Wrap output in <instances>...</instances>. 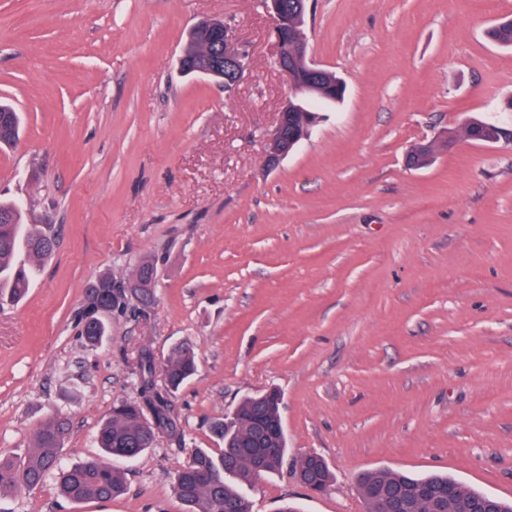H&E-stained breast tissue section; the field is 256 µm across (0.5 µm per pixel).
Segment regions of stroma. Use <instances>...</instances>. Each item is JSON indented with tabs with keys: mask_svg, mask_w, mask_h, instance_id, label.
Listing matches in <instances>:
<instances>
[{
	"mask_svg": "<svg viewBox=\"0 0 512 512\" xmlns=\"http://www.w3.org/2000/svg\"><path fill=\"white\" fill-rule=\"evenodd\" d=\"M510 15L512 0H309L310 54L347 90L270 170L288 84L260 0H0V99L22 117L0 198L57 240L28 297L0 305V454L56 413L64 464L98 457L141 348L187 344L198 363L174 398L182 440L127 463L125 495L71 503L49 478L0 512H183L174 471L270 388L290 464L318 454L335 483L309 494L289 464L250 489L252 512H365L358 478L376 470L512 500V144L461 130L512 123V51L486 37ZM204 18L248 52L237 86L179 71ZM421 143L433 162L408 168ZM145 260L154 305L86 346L89 284ZM465 136L476 143L497 144L504 135V128L490 122L477 119L467 120L463 124Z\"/></svg>",
	"mask_w": 512,
	"mask_h": 512,
	"instance_id": "35a3bbf8",
	"label": "stroma"
}]
</instances>
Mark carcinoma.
Segmentation results:
<instances>
[{"instance_id": "obj_1", "label": "carcinoma", "mask_w": 512, "mask_h": 512, "mask_svg": "<svg viewBox=\"0 0 512 512\" xmlns=\"http://www.w3.org/2000/svg\"><path fill=\"white\" fill-rule=\"evenodd\" d=\"M488 35L496 45L512 48V18L494 23ZM314 83L323 87V94L306 93L295 99L302 111L308 113L307 120L311 124L316 120L320 103L339 101L345 94L341 78L330 70ZM18 130L19 116L1 121L0 142L13 140ZM463 131L476 143L497 144L504 135L503 127L477 119L466 121ZM56 246L53 236L23 223L22 212L16 204L0 201V303L19 302L27 295L35 266L49 260ZM117 282L118 279L105 274L86 291L78 324L89 346L101 343L107 336L105 317L124 315L136 308L144 311L154 301V290L141 288L138 304H133L128 289L119 287ZM195 371V354L187 346L174 348L161 364L150 349H141L134 367L139 397L113 405L97 435L103 455L72 466L62 465L68 424L60 416L50 415L37 428L33 446L24 456L0 458V492L35 490L48 475L54 474L61 496L71 502L111 500L120 496L126 489L125 473L112 461L141 456L154 446L159 434L180 436L173 396ZM280 403L282 397L276 389L242 399L234 409L236 421L231 426L222 421L213 425L218 438L231 440L234 447L217 454L208 448L191 450L173 475V490L185 512H251L248 490L262 476L278 470L288 452L286 438L278 432ZM295 476L310 492L319 495L328 492L334 481L325 461L311 468L309 454L299 461ZM450 482L455 490L450 501L441 497L424 500L410 495L411 489L419 485L444 492ZM359 490L366 512H382V495L395 490L405 494L404 507L397 512H471V506L487 498L448 476L415 477L388 470L362 476Z\"/></svg>"}]
</instances>
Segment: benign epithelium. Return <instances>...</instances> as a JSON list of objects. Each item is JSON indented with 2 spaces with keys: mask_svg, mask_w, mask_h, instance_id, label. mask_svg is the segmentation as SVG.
Segmentation results:
<instances>
[{
  "mask_svg": "<svg viewBox=\"0 0 512 512\" xmlns=\"http://www.w3.org/2000/svg\"><path fill=\"white\" fill-rule=\"evenodd\" d=\"M264 6L273 19L271 35L277 48L276 63L287 76L291 95L295 97L313 87L312 79L321 74L322 67L309 57L308 40L301 25L288 23V0H265ZM195 31L206 32L223 45V61L207 58L191 69L181 66L182 71L220 79L227 87L236 85L244 76V54L234 43L228 28L217 20L206 19L197 24ZM296 109V105L284 103L277 124L269 134L265 157V166L269 169L278 166L308 135L307 128L291 125Z\"/></svg>",
  "mask_w": 512,
  "mask_h": 512,
  "instance_id": "1",
  "label": "benign epithelium"
}]
</instances>
